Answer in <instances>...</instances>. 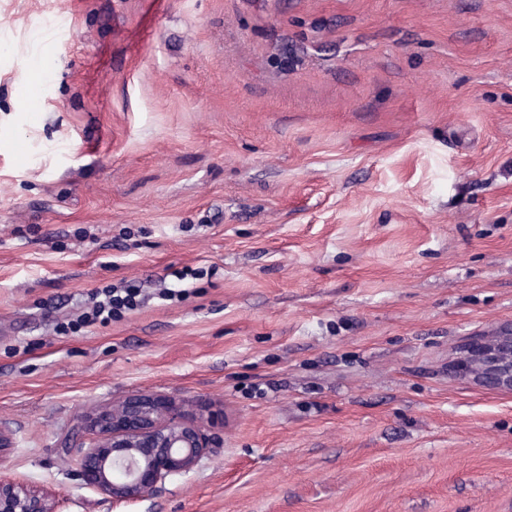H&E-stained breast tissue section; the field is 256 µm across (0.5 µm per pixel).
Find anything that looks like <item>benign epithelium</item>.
I'll return each mask as SVG.
<instances>
[{
  "mask_svg": "<svg viewBox=\"0 0 512 512\" xmlns=\"http://www.w3.org/2000/svg\"><path fill=\"white\" fill-rule=\"evenodd\" d=\"M512 340L477 339L463 350L459 367L476 380L512 390ZM95 441L74 447L76 476L114 500L149 498L169 479L191 472L210 448L195 420L147 393L96 405L86 411L75 433ZM0 512H59L51 490L34 491L0 475Z\"/></svg>",
  "mask_w": 512,
  "mask_h": 512,
  "instance_id": "7a95c632",
  "label": "benign epithelium"
}]
</instances>
